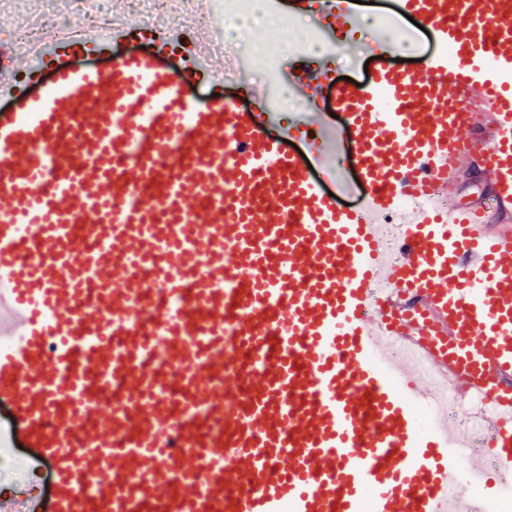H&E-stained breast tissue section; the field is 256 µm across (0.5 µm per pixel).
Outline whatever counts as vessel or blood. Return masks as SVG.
Returning <instances> with one entry per match:
<instances>
[{
    "label": "vessel or blood",
    "mask_w": 512,
    "mask_h": 512,
    "mask_svg": "<svg viewBox=\"0 0 512 512\" xmlns=\"http://www.w3.org/2000/svg\"><path fill=\"white\" fill-rule=\"evenodd\" d=\"M273 3L329 27L362 9ZM398 9L443 50L426 78L384 64L338 88L353 208L255 85L249 109L183 93L204 70L224 82L207 32L154 31L106 69L75 59L127 27L0 44V402L53 477L30 512H480L475 478L512 496V0ZM173 49L176 75L159 62ZM327 80L322 64L293 77L320 118ZM475 165L487 203L402 213L390 260L379 216ZM145 271L164 292L149 329L132 318ZM393 340L420 359H392ZM423 364L491 408L494 469L423 402Z\"/></svg>",
    "instance_id": "1"
}]
</instances>
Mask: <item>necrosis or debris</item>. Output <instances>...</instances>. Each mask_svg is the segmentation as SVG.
I'll use <instances>...</instances> for the list:
<instances>
[{"instance_id": "obj_1", "label": "necrosis or debris", "mask_w": 512, "mask_h": 512, "mask_svg": "<svg viewBox=\"0 0 512 512\" xmlns=\"http://www.w3.org/2000/svg\"><path fill=\"white\" fill-rule=\"evenodd\" d=\"M273 13L270 0H211L199 7L196 0H125L122 13L112 10L111 0H33L30 12L14 25L13 42L26 46L39 42L47 28L65 31L73 25L88 30H105L135 22L155 29L179 31L191 38L196 31L210 34V52L223 58L225 77L234 76L247 52L246 43L254 25L269 24ZM365 24H355L347 39L324 40L320 26L308 20L294 30L270 31L264 50L266 75L279 74L283 62L293 59H334L354 55Z\"/></svg>"}]
</instances>
